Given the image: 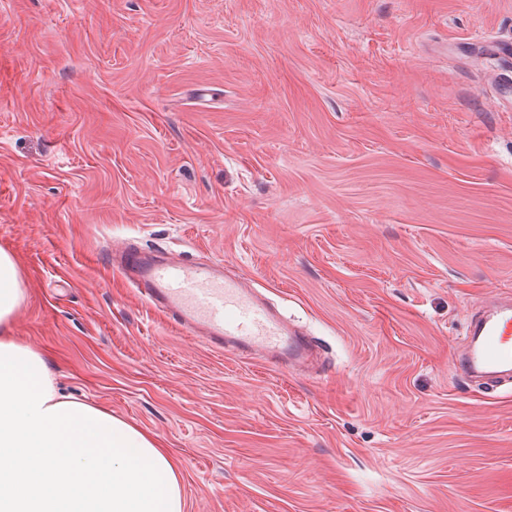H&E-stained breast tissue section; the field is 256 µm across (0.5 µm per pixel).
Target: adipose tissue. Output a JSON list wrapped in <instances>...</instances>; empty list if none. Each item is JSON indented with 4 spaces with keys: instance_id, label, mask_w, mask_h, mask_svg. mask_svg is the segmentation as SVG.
Listing matches in <instances>:
<instances>
[{
    "instance_id": "adipose-tissue-1",
    "label": "adipose tissue",
    "mask_w": 512,
    "mask_h": 512,
    "mask_svg": "<svg viewBox=\"0 0 512 512\" xmlns=\"http://www.w3.org/2000/svg\"><path fill=\"white\" fill-rule=\"evenodd\" d=\"M27 290L0 248V512H183L149 432L63 394L45 354L11 334Z\"/></svg>"
}]
</instances>
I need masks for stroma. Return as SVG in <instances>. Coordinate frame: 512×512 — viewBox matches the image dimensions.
<instances>
[{
	"label": "stroma",
	"instance_id": "stroma-1",
	"mask_svg": "<svg viewBox=\"0 0 512 512\" xmlns=\"http://www.w3.org/2000/svg\"><path fill=\"white\" fill-rule=\"evenodd\" d=\"M512 0H0L12 334L151 433L184 512H512V385L453 370L512 295ZM221 260L317 342L183 335L117 244Z\"/></svg>",
	"mask_w": 512,
	"mask_h": 512
}]
</instances>
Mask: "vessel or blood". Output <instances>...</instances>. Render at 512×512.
<instances>
[{
    "label": "vessel or blood",
    "instance_id": "obj_1",
    "mask_svg": "<svg viewBox=\"0 0 512 512\" xmlns=\"http://www.w3.org/2000/svg\"><path fill=\"white\" fill-rule=\"evenodd\" d=\"M120 272L139 295L166 313L186 335L243 357L296 362L310 342L270 308L248 279L220 261L184 262L151 257L127 246ZM459 372L512 384V299L494 297L470 323Z\"/></svg>",
    "mask_w": 512,
    "mask_h": 512
}]
</instances>
